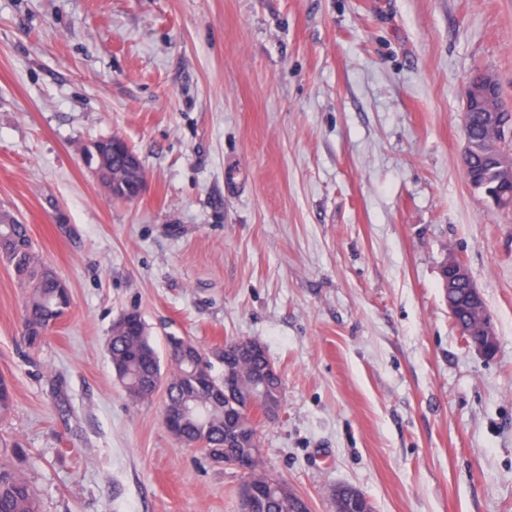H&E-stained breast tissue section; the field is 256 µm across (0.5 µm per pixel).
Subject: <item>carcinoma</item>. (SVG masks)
Listing matches in <instances>:
<instances>
[{
  "mask_svg": "<svg viewBox=\"0 0 512 512\" xmlns=\"http://www.w3.org/2000/svg\"><path fill=\"white\" fill-rule=\"evenodd\" d=\"M464 135L471 143L465 165L469 183L480 191H503L498 184L494 153H508L506 139L497 136L496 129L486 121L485 113L474 108L465 113ZM0 252L13 267L19 282L28 288L21 333L30 346L41 343L44 335L68 312L71 300L68 289L62 287L49 267L41 264L27 225L20 223L8 211L0 210ZM458 304V324L468 327L476 315L469 313L468 289H454ZM108 353L114 373L126 394L134 402H144L152 394L144 385L161 377V362L146 324L137 322L131 332L111 333ZM196 351L207 357L209 381L200 384L196 373L186 371L177 363L171 364L173 375L170 407L178 405L183 395L192 396L206 412L186 413L182 417V442L199 446L212 463L221 464L226 457L250 459L253 471L264 475L258 486L259 512H310L309 504L295 491L283 492L271 483L279 479L261 468L260 441L257 427L247 428L249 405L247 391L254 371L265 368L270 360L261 355L239 363L240 387L236 391L224 390L223 377L214 373L215 365L224 364L210 358L199 346ZM282 379L273 380L261 397L265 404H281ZM332 512H373L372 502L359 495L354 487L338 486V495L331 498ZM0 512H40V502L25 479L11 467L0 463Z\"/></svg>",
  "mask_w": 512,
  "mask_h": 512,
  "instance_id": "carcinoma-1",
  "label": "carcinoma"
}]
</instances>
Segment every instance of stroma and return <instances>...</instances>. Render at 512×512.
Wrapping results in <instances>:
<instances>
[{"instance_id":"35a3bbf8","label":"stroma","mask_w":512,"mask_h":512,"mask_svg":"<svg viewBox=\"0 0 512 512\" xmlns=\"http://www.w3.org/2000/svg\"><path fill=\"white\" fill-rule=\"evenodd\" d=\"M479 70L512 108V0H0V208L72 297L28 346L0 259V459L42 512H239L241 474L116 379L129 311L163 359L264 344L262 468L310 512L340 484L375 512H512V209L461 163ZM114 135L147 175L131 202L84 161ZM451 255L493 358L453 324ZM441 275L443 279L446 278L447 280L448 278V288H453L457 282L466 283L472 292L475 302L477 304L480 303L483 294L472 280L466 265L462 261L458 259L445 261L442 265ZM474 334L462 335L465 341L485 358H491L494 354V348L497 346L496 328L488 312L478 316ZM467 336H477V338L468 339ZM283 396V384L281 377L274 379L266 391L263 393L261 397V401L265 404H277L281 407ZM259 400L252 397L250 408L252 412H258L260 418L264 420H272L276 418L279 411L276 407H270L264 405Z\"/></svg>"}]
</instances>
